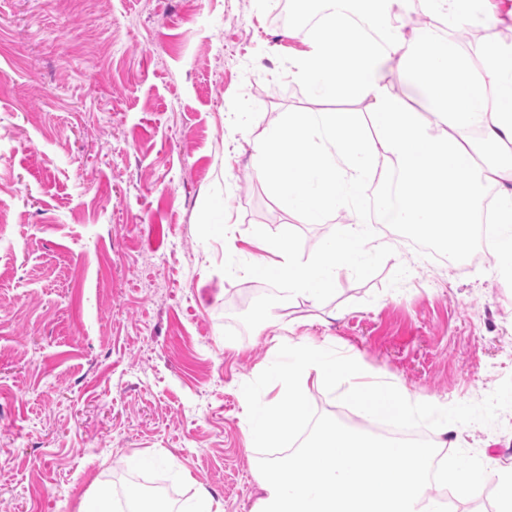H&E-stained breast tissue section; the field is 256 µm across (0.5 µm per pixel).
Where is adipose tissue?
<instances>
[{
	"label": "adipose tissue",
	"mask_w": 512,
	"mask_h": 512,
	"mask_svg": "<svg viewBox=\"0 0 512 512\" xmlns=\"http://www.w3.org/2000/svg\"><path fill=\"white\" fill-rule=\"evenodd\" d=\"M327 2L326 25L307 38L296 75L314 97L368 102L377 136L363 137L352 112L288 113L255 140L258 176L273 182L288 212L317 222L336 208L359 215L364 181L378 170L397 173L394 193L380 202V223L406 225L422 236L453 226L448 244L457 251L470 244L484 187H497L495 261L512 274V41L484 42L476 68L438 33L423 37L394 24L405 0H373L369 21L383 34L379 45L350 27L341 0ZM485 2L425 5L448 28L497 26L499 18L485 10ZM393 62L406 95L393 93L386 81ZM476 126L482 135L473 141L469 133ZM260 247V271L288 283L283 309L294 296L319 304L341 278L361 274L371 258L397 255L395 244L359 219L337 225L335 236L304 262L285 241L264 239Z\"/></svg>",
	"instance_id": "obj_1"
}]
</instances>
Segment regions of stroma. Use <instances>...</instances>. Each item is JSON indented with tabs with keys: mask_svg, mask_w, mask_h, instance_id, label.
<instances>
[{
	"mask_svg": "<svg viewBox=\"0 0 512 512\" xmlns=\"http://www.w3.org/2000/svg\"><path fill=\"white\" fill-rule=\"evenodd\" d=\"M266 0H0V512H77L92 483L262 496L243 384L273 358L286 284L248 273L257 237L311 256L312 224L253 169L289 112H355L293 74L301 36ZM226 211L228 233L213 231ZM234 237L235 249L224 246ZM373 258L298 340L344 346L429 403L512 375V280ZM153 458L150 466L135 459Z\"/></svg>",
	"mask_w": 512,
	"mask_h": 512,
	"instance_id": "35a3bbf8",
	"label": "stroma"
}]
</instances>
